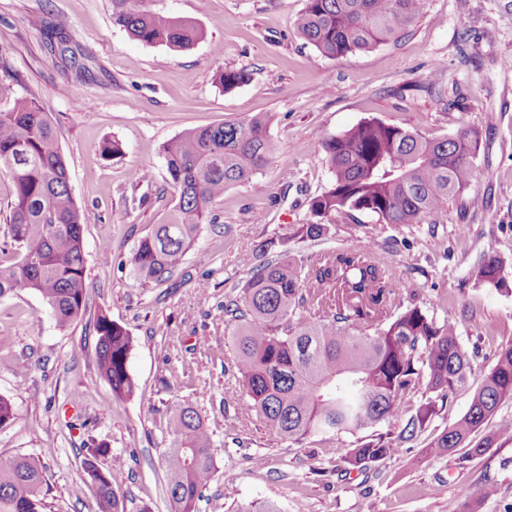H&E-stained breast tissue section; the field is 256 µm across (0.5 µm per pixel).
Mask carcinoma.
Wrapping results in <instances>:
<instances>
[{
  "label": "carcinoma",
  "mask_w": 512,
  "mask_h": 512,
  "mask_svg": "<svg viewBox=\"0 0 512 512\" xmlns=\"http://www.w3.org/2000/svg\"><path fill=\"white\" fill-rule=\"evenodd\" d=\"M426 0H305L295 20L298 33L322 56L336 59L397 40L422 14ZM112 23L149 45L184 49L202 32L188 18L157 12L150 0H110ZM216 82L229 91L248 80L244 69H218ZM480 134L464 129L428 140L381 121H363L325 140L329 185L311 200L318 217L368 212L384 224H419L438 213L476 177L473 159ZM267 120H248L186 130L161 147L175 210L139 243L129 259L145 285L170 280L197 240L210 209L231 186L249 182L272 159ZM13 182L7 236L18 260L0 263V298L35 292L56 325L66 329L86 312L83 225L57 129L33 97L0 110V170ZM322 223L295 224L284 240L326 235ZM274 241L245 253L250 276L241 294L224 303L237 323L234 348L239 384L274 435L299 444L311 436L332 440L391 419L400 431L366 436L349 450L361 466L392 456L422 429L432 403L408 404L429 392L441 401L468 385L473 367L454 325H440L416 304L404 305V285L367 245L326 253L307 265L266 253ZM474 280L508 287L494 251L472 271ZM96 364L116 398L134 392L128 371L132 340L106 314L97 315ZM512 399V345L481 378L466 412L427 449L441 456L462 448L481 456L504 436L512 421L476 438ZM172 442L163 453L172 512H197L215 472L211 433L198 411L178 404L170 420ZM85 471L96 512H123L125 493L114 469L88 459ZM45 471L32 456L0 460V512H43Z\"/></svg>",
  "instance_id": "1"
}]
</instances>
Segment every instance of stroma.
<instances>
[{
	"label": "stroma",
	"mask_w": 512,
	"mask_h": 512,
	"mask_svg": "<svg viewBox=\"0 0 512 512\" xmlns=\"http://www.w3.org/2000/svg\"><path fill=\"white\" fill-rule=\"evenodd\" d=\"M305 0H152L194 20L190 48L148 45L112 23L109 0H0V109L38 98L58 130L74 199L87 216V310L59 329L41 297L0 299V396L16 418L0 427V456L38 458L49 492L45 512H95L82 461L104 449L127 492L124 512H171L161 466L176 404H191L209 428L216 471L199 512L271 504L278 512H458L494 484L480 512H512V438L482 457L424 448L468 408L501 347L512 344V288L477 284L472 269L496 251L512 285V0H426L398 41L328 59L294 28ZM40 16L61 28L75 53L51 50ZM84 72H77V65ZM250 79L227 91L219 68ZM92 113L84 115L79 103ZM268 119L271 163L229 188L211 209L180 270L144 285L129 259L178 203L160 146L184 130ZM375 119L449 138L479 130L478 177L420 224H384L367 212L327 217L329 233L289 241V256L370 243L438 324L453 323L474 375L436 403L422 431L378 463L346 461L353 438L294 445L271 434L237 379L233 325L224 301L249 276L243 254L312 224V198L330 182L324 141ZM122 151L106 157L104 142ZM146 168L150 182L130 173ZM480 205H470V198ZM106 312L129 332L133 396L113 397L96 366L94 321Z\"/></svg>",
	"instance_id": "35a3bbf8"
}]
</instances>
